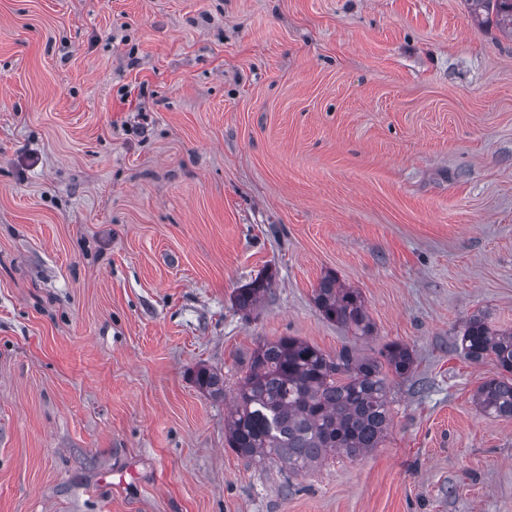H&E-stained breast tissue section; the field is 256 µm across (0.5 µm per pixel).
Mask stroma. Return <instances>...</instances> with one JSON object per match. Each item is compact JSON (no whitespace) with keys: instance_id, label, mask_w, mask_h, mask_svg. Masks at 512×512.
<instances>
[{"instance_id":"obj_1","label":"stroma","mask_w":512,"mask_h":512,"mask_svg":"<svg viewBox=\"0 0 512 512\" xmlns=\"http://www.w3.org/2000/svg\"><path fill=\"white\" fill-rule=\"evenodd\" d=\"M356 288L368 335L314 290ZM269 290L243 314L236 288ZM512 34L466 0H0V512H512ZM414 355L379 448L228 447L259 342ZM220 371L224 398L193 381ZM455 350L473 363L493 356L501 376L480 384L474 402L485 415L512 418V330L494 328L483 316L473 315L464 323Z\"/></svg>"}]
</instances>
